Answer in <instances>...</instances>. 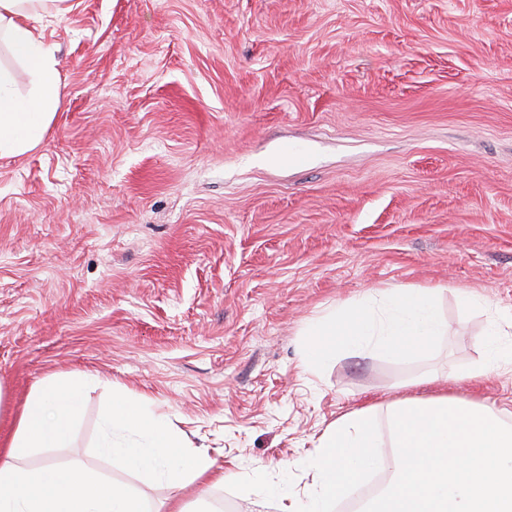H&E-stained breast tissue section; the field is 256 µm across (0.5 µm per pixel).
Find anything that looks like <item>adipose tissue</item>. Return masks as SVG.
I'll return each mask as SVG.
<instances>
[{
  "instance_id": "obj_1",
  "label": "adipose tissue",
  "mask_w": 512,
  "mask_h": 512,
  "mask_svg": "<svg viewBox=\"0 0 512 512\" xmlns=\"http://www.w3.org/2000/svg\"><path fill=\"white\" fill-rule=\"evenodd\" d=\"M68 0H0V44L28 65L35 90L17 97L11 72L0 66V156H21L37 147L60 103L58 62L36 23L68 12ZM371 310L349 309L313 321L307 328L304 366L312 372L340 351L377 350L399 357L425 349L448 333L437 288L369 290ZM88 380L55 374L28 395L14 428L0 437V512H146L143 501L98 474L63 476L55 464L22 466L39 448H59L68 439ZM183 440L164 415L140 402L117 398L104 416L102 448L126 468L171 482L222 484L223 467L207 451L182 455Z\"/></svg>"
}]
</instances>
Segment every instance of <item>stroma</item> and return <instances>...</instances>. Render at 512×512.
<instances>
[{
  "mask_svg": "<svg viewBox=\"0 0 512 512\" xmlns=\"http://www.w3.org/2000/svg\"><path fill=\"white\" fill-rule=\"evenodd\" d=\"M40 29L61 99L0 157V428L55 373L94 375L64 448L149 512H279L148 481L99 450L147 398L231 479L312 485L325 429L449 394L512 402V0H71ZM438 288L450 327L408 358L304 369L315 317ZM467 292L471 302L459 294ZM512 364V346L502 348L496 343H492L489 348L487 360L479 366L473 368L464 374L465 378H484L495 373L501 364Z\"/></svg>",
  "mask_w": 512,
  "mask_h": 512,
  "instance_id": "35a3bbf8",
  "label": "stroma"
}]
</instances>
